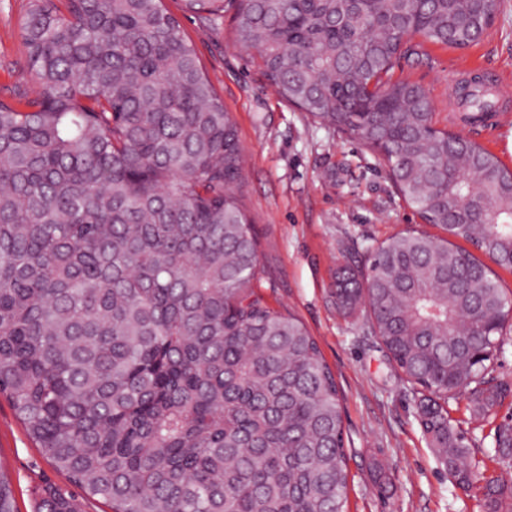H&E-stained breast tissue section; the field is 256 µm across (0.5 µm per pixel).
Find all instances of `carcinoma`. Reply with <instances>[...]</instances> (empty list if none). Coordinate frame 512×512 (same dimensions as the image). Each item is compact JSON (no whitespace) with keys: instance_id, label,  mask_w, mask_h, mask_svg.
<instances>
[{"instance_id":"cac0c4a2","label":"carcinoma","mask_w":512,"mask_h":512,"mask_svg":"<svg viewBox=\"0 0 512 512\" xmlns=\"http://www.w3.org/2000/svg\"><path fill=\"white\" fill-rule=\"evenodd\" d=\"M62 2L28 0L32 95L0 100V396L112 512H348L336 380L256 291L238 128L195 49L162 0ZM184 2L220 17L226 0ZM494 18L486 0H235L234 33L443 231L390 236L337 268L332 294L365 316L452 483L477 512H512L468 428L512 396L493 376L512 293L475 255L512 271V169L436 128L425 88L386 80L409 37L465 49ZM463 100L474 121L494 106L473 78ZM493 443L512 472V420ZM0 512H16L1 471ZM36 512L81 510L48 489Z\"/></svg>"}]
</instances>
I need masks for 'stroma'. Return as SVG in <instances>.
Listing matches in <instances>:
<instances>
[{
	"mask_svg": "<svg viewBox=\"0 0 512 512\" xmlns=\"http://www.w3.org/2000/svg\"><path fill=\"white\" fill-rule=\"evenodd\" d=\"M27 0H0V98L28 92L19 20ZM195 48L205 74L237 123L246 158L245 204L259 235L260 292L270 307L306 325L342 396L350 512H473L423 435L412 398L362 322L340 314L328 294L337 265L359 264L366 250L422 220L395 192L382 158L313 123L263 79L251 51L234 44L231 16L186 11L165 0ZM393 79L429 91L438 127L449 126L448 93L458 73L493 80L512 98V0H497L488 34L465 49L409 39ZM512 167V101L495 121L458 124ZM0 471L16 512H35L49 487L74 495L82 512H109L52 465L0 397Z\"/></svg>",
	"mask_w": 512,
	"mask_h": 512,
	"instance_id": "35a3bbf8",
	"label": "stroma"
}]
</instances>
